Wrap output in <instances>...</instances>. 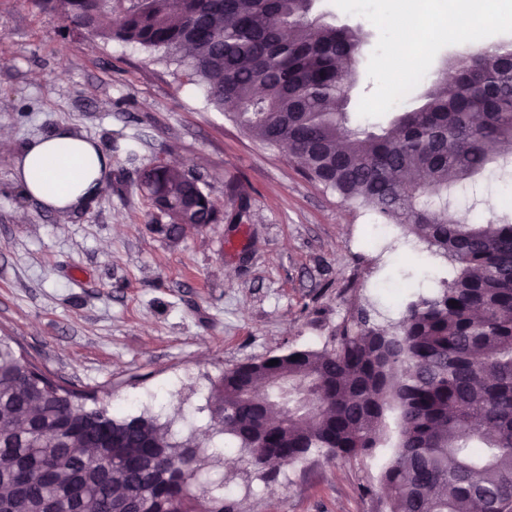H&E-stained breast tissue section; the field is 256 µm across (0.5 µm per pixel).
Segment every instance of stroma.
<instances>
[{
	"label": "stroma",
	"mask_w": 512,
	"mask_h": 512,
	"mask_svg": "<svg viewBox=\"0 0 512 512\" xmlns=\"http://www.w3.org/2000/svg\"><path fill=\"white\" fill-rule=\"evenodd\" d=\"M313 12L364 32L348 125L384 124L358 113L375 89L377 29L333 0ZM62 126L110 159L107 192L65 215L15 177L30 139ZM0 128L13 142L0 152V333L99 402L132 399L180 440L207 439L225 370L332 346L357 308L396 322L395 287H430L453 271L428 243L375 223L243 135L160 53L73 27L46 0H0ZM161 162L198 177L221 212L245 197L240 223L166 235V216L139 190L142 169ZM204 454L194 493L225 494L240 512H384L387 448L352 461L314 453L273 477L235 446Z\"/></svg>",
	"instance_id": "obj_1"
}]
</instances>
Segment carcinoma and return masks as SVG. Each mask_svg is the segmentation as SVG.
<instances>
[{
  "label": "carcinoma",
  "mask_w": 512,
  "mask_h": 512,
  "mask_svg": "<svg viewBox=\"0 0 512 512\" xmlns=\"http://www.w3.org/2000/svg\"><path fill=\"white\" fill-rule=\"evenodd\" d=\"M66 21L160 51L248 136L309 179L455 263L437 291L379 326L363 311L330 349L241 363L214 387L211 436L259 469L314 452L353 460L390 444L389 512H512V217L448 222L458 193L512 167V43L471 47L377 131L347 125L364 33L311 17L309 0H60ZM185 224L222 215L175 165L141 176ZM0 336V512H234L192 488L199 444L157 417L95 404Z\"/></svg>",
  "instance_id": "obj_1"
}]
</instances>
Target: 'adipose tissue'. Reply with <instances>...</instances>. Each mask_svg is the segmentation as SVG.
<instances>
[{
  "label": "adipose tissue",
  "mask_w": 512,
  "mask_h": 512,
  "mask_svg": "<svg viewBox=\"0 0 512 512\" xmlns=\"http://www.w3.org/2000/svg\"><path fill=\"white\" fill-rule=\"evenodd\" d=\"M19 172L32 198L66 212L107 190L109 161L97 144L61 127L24 147Z\"/></svg>",
  "instance_id": "adipose-tissue-1"
}]
</instances>
